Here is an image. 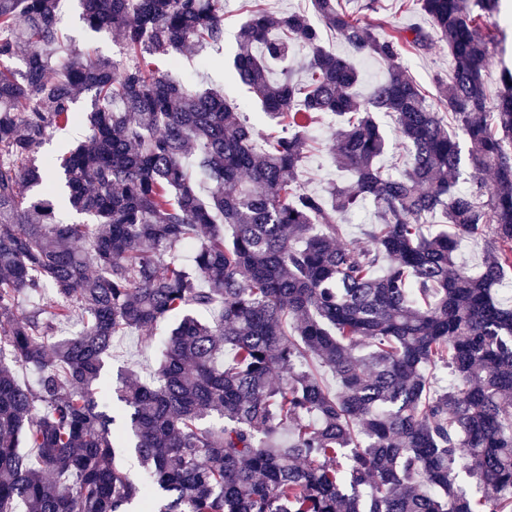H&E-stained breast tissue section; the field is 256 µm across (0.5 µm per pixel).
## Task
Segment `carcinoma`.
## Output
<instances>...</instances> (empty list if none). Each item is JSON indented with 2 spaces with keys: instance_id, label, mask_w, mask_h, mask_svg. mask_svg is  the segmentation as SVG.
<instances>
[{
  "instance_id": "obj_1",
  "label": "carcinoma",
  "mask_w": 512,
  "mask_h": 512,
  "mask_svg": "<svg viewBox=\"0 0 512 512\" xmlns=\"http://www.w3.org/2000/svg\"><path fill=\"white\" fill-rule=\"evenodd\" d=\"M416 2L432 31L381 37L342 0H312L318 26L252 5L232 67L268 132L147 60L220 45L224 0H80L127 63L62 48L61 0H0V512H512V307L494 292L512 272V71L492 105L486 86L499 0ZM324 28L387 65L366 102ZM436 38L453 59L446 112L399 64ZM22 44L21 69L1 63ZM297 54L306 80L274 76ZM84 92L94 106L73 111ZM377 112L409 151L396 175L376 166ZM322 114L340 118L328 152L356 177L324 194L297 181ZM76 122L84 139L38 161ZM368 202L365 244L344 242L339 215ZM437 213L449 230L425 233ZM460 238L485 243L477 276ZM23 298L38 303L19 313ZM165 321L151 381L120 374L115 431L104 360ZM27 366L34 388L15 375ZM459 466L483 499L458 492Z\"/></svg>"
}]
</instances>
